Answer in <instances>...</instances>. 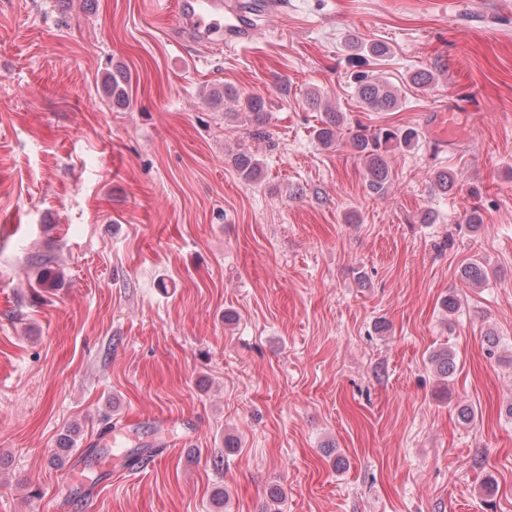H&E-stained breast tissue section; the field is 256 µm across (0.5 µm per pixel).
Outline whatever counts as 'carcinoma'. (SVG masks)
<instances>
[{
  "label": "carcinoma",
  "mask_w": 512,
  "mask_h": 512,
  "mask_svg": "<svg viewBox=\"0 0 512 512\" xmlns=\"http://www.w3.org/2000/svg\"><path fill=\"white\" fill-rule=\"evenodd\" d=\"M108 83L112 100L118 103L128 100L129 78L127 73L112 72ZM355 93L360 102L368 109L392 111L400 103L398 90L393 85L385 80L371 79L363 73L356 78ZM217 95H225L233 99L242 111L250 112L257 118L264 112V103L257 96L243 98L230 88L217 92ZM344 127L343 113L328 108L322 127L316 130V137L321 143L331 145L338 140ZM419 140L420 132L413 127H380L371 130L359 123L355 129L350 131L349 143L363 162L366 171V188L370 194L382 196L388 193L393 185L392 174L386 160L387 154L394 150L412 149L418 145ZM233 163L240 177L248 182L256 180L261 174L258 160L247 152L237 153L233 158ZM462 277L468 282L482 285L487 281L488 272L482 263L470 262L462 268ZM431 363L444 377L455 370L454 355L446 349L433 353Z\"/></svg>",
  "instance_id": "obj_1"
}]
</instances>
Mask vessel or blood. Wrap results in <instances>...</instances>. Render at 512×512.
Here are the masks:
<instances>
[{"instance_id": "obj_1", "label": "vessel or blood", "mask_w": 512, "mask_h": 512, "mask_svg": "<svg viewBox=\"0 0 512 512\" xmlns=\"http://www.w3.org/2000/svg\"><path fill=\"white\" fill-rule=\"evenodd\" d=\"M170 32L199 38L202 48L220 49L248 41L253 28L226 0H173Z\"/></svg>"}]
</instances>
